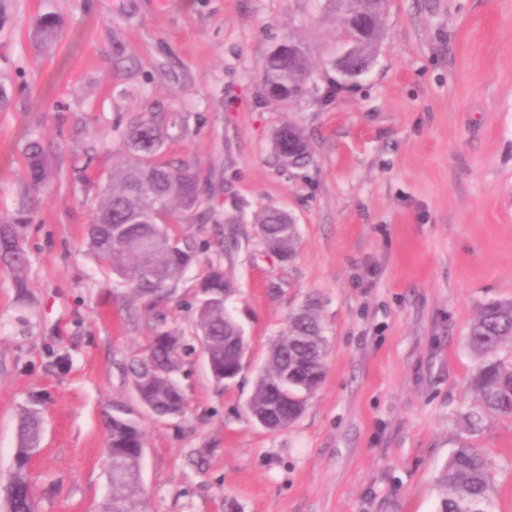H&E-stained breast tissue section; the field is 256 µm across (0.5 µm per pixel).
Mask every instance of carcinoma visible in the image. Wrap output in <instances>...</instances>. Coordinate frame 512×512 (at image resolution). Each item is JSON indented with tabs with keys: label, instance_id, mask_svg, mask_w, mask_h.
<instances>
[{
	"label": "carcinoma",
	"instance_id": "1",
	"mask_svg": "<svg viewBox=\"0 0 512 512\" xmlns=\"http://www.w3.org/2000/svg\"><path fill=\"white\" fill-rule=\"evenodd\" d=\"M388 0H374L373 35L358 41L364 51L372 49L379 35ZM310 71L308 57L298 58L285 46L274 48L259 67V79L267 98L288 102V89L303 87ZM164 127L156 112H140L125 132L129 157L112 169V186L98 202L87 236L94 251L108 263L134 300L152 310L176 292V279L199 256L198 248L168 232L164 219L153 210H163L165 219L175 210L192 211L199 224L217 222L216 206L204 204L195 169L188 164L174 166L159 161L164 147ZM303 131L294 126L280 128L274 136L278 160L286 168H303L311 163L310 143L300 146ZM29 174L38 184L45 176L40 147L29 148ZM259 234L270 249L286 260L298 243V225L288 213L271 208L258 220ZM0 262L10 270L24 267L26 259L18 231L6 221L0 223ZM230 283L218 264H210L200 282L201 302L197 307L196 337L206 348L214 370L230 371L241 366L244 351L241 325L227 311L225 301ZM506 340L512 341V300L487 304L468 327L470 349L483 358L470 382L477 395L464 419L475 432L483 416L512 415V361L493 357ZM191 344L178 329L156 319L145 354L131 360L126 368L137 386L141 403L158 416L183 411V397L177 374ZM327 341L323 336L317 304L313 301L288 317V328L273 344L267 368L257 377L249 401L255 419L270 421L276 416L282 429L303 412L306 402L324 378ZM42 419L34 408L25 410L18 422L19 445L10 480L16 496L12 512H37L30 496L27 457L40 445ZM145 435L139 423L121 411L107 414L104 453L112 465L111 493L105 512H136L134 499L139 487V448ZM437 512H492L490 463L470 441L459 437L448 463L437 478Z\"/></svg>",
	"mask_w": 512,
	"mask_h": 512
}]
</instances>
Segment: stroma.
<instances>
[{
	"mask_svg": "<svg viewBox=\"0 0 512 512\" xmlns=\"http://www.w3.org/2000/svg\"><path fill=\"white\" fill-rule=\"evenodd\" d=\"M53 16L44 41L33 24ZM338 29L326 0H5L0 5V215L27 264H0V490L22 408L42 417L29 465L39 512H102L105 420L146 432L138 512H437L457 437L490 459L493 512H512V416L469 433L468 327L512 300V0H389L369 71L337 86ZM294 37L310 91L265 97L258 68ZM162 113L164 159L184 161L218 223L178 213L170 231L204 245L160 307L196 332L209 263L248 337L245 367L216 382L185 357L182 416L140 405L126 364L150 334L89 246L86 229L139 112ZM301 128L304 169L281 166L273 134ZM46 175L29 179L30 143ZM299 229L282 261L257 234L265 210ZM316 299L325 379L279 431L248 403L289 315Z\"/></svg>",
	"mask_w": 512,
	"mask_h": 512,
	"instance_id": "1",
	"label": "stroma"
}]
</instances>
